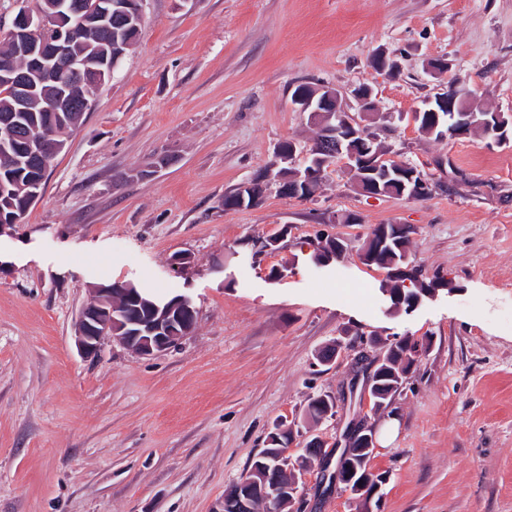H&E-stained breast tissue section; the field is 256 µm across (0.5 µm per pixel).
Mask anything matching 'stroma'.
Here are the masks:
<instances>
[{
  "label": "stroma",
  "instance_id": "obj_1",
  "mask_svg": "<svg viewBox=\"0 0 512 512\" xmlns=\"http://www.w3.org/2000/svg\"><path fill=\"white\" fill-rule=\"evenodd\" d=\"M136 45L57 158L41 198L0 230V512H224L276 424L342 441L348 411L311 425L310 398L351 377L371 335L423 345L393 403L397 431L370 470L378 512H512V145L438 140L404 116L466 79L512 113V0H142ZM382 53L397 69L377 70ZM442 59L448 77L426 63ZM372 85L391 158L431 173L423 199L360 194L334 165L313 197L267 184L252 207L224 196L316 129L288 101L302 83ZM166 165H158V158ZM352 214L353 224L336 223ZM380 224L411 228L435 288L390 311L385 271L357 249ZM341 261L309 259L317 232ZM281 233L280 250L252 240ZM186 254L189 267L172 259ZM125 282L184 295L192 333L155 356L104 340L87 358L75 323L89 291ZM350 342L333 367L320 350ZM321 473L298 512H358Z\"/></svg>",
  "mask_w": 512,
  "mask_h": 512
}]
</instances>
